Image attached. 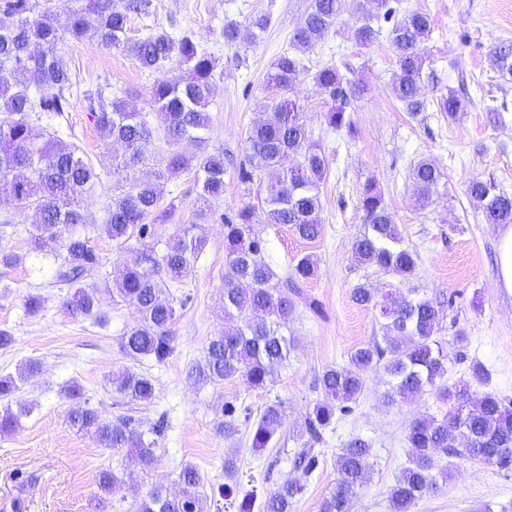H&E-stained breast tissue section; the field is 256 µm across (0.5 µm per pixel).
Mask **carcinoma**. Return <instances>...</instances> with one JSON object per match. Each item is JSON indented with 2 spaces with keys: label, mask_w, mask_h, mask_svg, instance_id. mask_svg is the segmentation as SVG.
I'll return each instance as SVG.
<instances>
[{
  "label": "carcinoma",
  "mask_w": 512,
  "mask_h": 512,
  "mask_svg": "<svg viewBox=\"0 0 512 512\" xmlns=\"http://www.w3.org/2000/svg\"><path fill=\"white\" fill-rule=\"evenodd\" d=\"M150 7L151 0H86L84 5L37 12L30 0H7L5 9L13 21L0 26V204L21 214L38 215L27 232L35 250L52 245L58 249L56 282L74 284L91 276L100 258L91 244L85 206L102 174L79 155L76 144L36 124L33 115L60 116L69 107L74 83L58 55L67 40H91L134 59L151 73L149 95L157 123H151L148 113L131 106L125 97L101 91L98 107L89 113L104 142H118L124 148L122 158L112 159V175L120 177L119 194L98 230L116 242L134 238L138 247L124 259L119 277L104 281L101 288L77 289L65 307L74 319H97L103 292L132 305L139 322L124 332L120 348L134 360L147 358L161 364L172 354L175 340L169 283L192 273L207 245L203 225L184 224L164 249H156L155 225L170 221L178 208L173 200L161 206L163 179L193 172L199 200L209 206L224 198L227 176L241 184L257 178L266 184L260 203L267 223L287 225L303 240L320 237V188L328 161L312 138L303 106L288 93L297 82L310 78L326 98V125L354 136L351 105L364 93L363 82L346 77L330 64L312 71L302 54L312 50L348 11L355 17V41L370 47L380 34L374 21L392 17L396 8L390 0H311L303 24L292 37L291 50L280 54L267 74V86L278 95L266 105L265 118L248 133V162L236 164L224 162V152L209 150L206 137L217 58L188 32L128 36L131 17L148 15ZM270 21L268 12L252 16L245 35L238 23L227 21L220 37L228 47L243 35L255 41ZM430 31L429 16L411 11L397 18L388 32L399 66L393 91L412 116L426 109L420 82L425 62L422 44ZM492 62L501 76L512 77V46L497 48ZM159 134L167 146L160 159L164 171L155 181L136 177L134 170L144 161L142 146ZM442 178L428 159L412 166L409 179L419 206L432 201ZM468 195L487 223L512 224V196L497 190L494 183L473 180ZM254 210L255 205L247 203L230 215H219L224 224L223 312L228 327L210 338L204 357L191 367L188 378L195 385L240 379L250 388L264 389L294 349L295 338L286 335L288 322L303 284L316 274V261L305 255L284 275H277L266 261L265 240L253 231ZM359 210L362 231L353 242L357 265L378 268L403 284L410 282L418 254L403 245L384 196L372 181L360 191ZM350 299L379 311L385 320L383 336L351 353L348 365L329 367L316 376L321 400L305 418L309 441L294 455V464L307 474L318 467L311 443L323 440L336 413L351 410L348 403L360 396L367 375L382 372L388 377V401L397 403L433 390L447 405L439 416L423 414L410 423L408 464L391 489L392 512H413L423 496L448 480L449 469L435 458L438 452L491 468H512V405L491 392L476 394L468 380L451 386L442 383L448 373V351L439 341L444 305L418 295L416 288L407 289L405 295L381 296L363 284L352 288ZM38 372V365L30 361L17 376H0V400L11 399ZM112 387L132 402H149L155 394L153 379L130 369L113 375ZM68 397L76 401L69 415L73 428L93 434L104 448L126 450L128 459L143 469L155 463L162 425L144 430L129 418L113 422L90 405L79 385L70 386ZM238 411L232 403L224 405L225 419L217 428L226 439L238 433ZM239 412L244 423L251 425L252 447L257 450L268 447L285 419V408L278 400L255 417L247 407ZM26 414L23 407L16 412L5 407L0 412V434L13 431ZM371 457L372 442L366 438L353 436L343 444L336 457L340 479L324 499L321 512H350L371 468ZM178 485L175 494L154 488L140 500L136 512H203L199 471L191 465L182 467ZM303 492L304 486L297 482L284 483L267 493L263 512H293Z\"/></svg>",
  "instance_id": "1"
}]
</instances>
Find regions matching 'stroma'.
<instances>
[{
	"instance_id": "1",
	"label": "stroma",
	"mask_w": 512,
	"mask_h": 512,
	"mask_svg": "<svg viewBox=\"0 0 512 512\" xmlns=\"http://www.w3.org/2000/svg\"><path fill=\"white\" fill-rule=\"evenodd\" d=\"M310 3L153 0L149 16L131 19L129 34L139 38L152 32L189 31L210 48L221 77L209 108V146L242 160L248 154L247 133L262 118L270 95L266 76L288 48ZM399 7L431 19V33L422 45L425 112L411 117L396 99L392 84L397 59L387 36H379L372 47L358 46L351 32L354 19L348 13L307 54L306 64L313 68L328 61L341 72L352 69L362 77L366 90L352 111L356 135L326 126L325 99L311 79L302 80L292 92L303 104L313 138L328 159L321 186L323 232L306 241L285 225L267 223L264 212L254 218V230L266 240L276 273H285L307 254L318 265L288 324L295 348L267 388L252 389L239 379L196 386L188 378L210 338L224 327L223 224H207L203 255L192 274L170 289L176 308L174 351L158 364L132 360L119 347L123 333L137 323L133 306L105 294L104 323L67 313L63 301L72 288L53 279V253L33 250L26 232L33 214L0 205V246L16 256L12 267H0V330L14 338L11 347L0 349V375L15 373L29 361L40 366L37 377L13 397L14 403L29 406V414L11 434L0 435V499L29 495L33 512H135L153 488L177 491L179 471L191 465L204 479L206 512H216L225 482L224 458L231 452L238 468L234 495L253 493L259 505L267 492L297 480L304 492L294 512H320L339 478L336 457L343 443L360 435L373 443L372 469L351 512H391L390 489L408 462L405 434L410 421L445 410L432 392L389 404L383 398L386 376L370 373L350 413L340 415L316 445L320 463L315 472L306 474L292 463L304 418L320 399L315 377L327 367L347 364L353 351L382 334L376 312L351 301L357 284L400 293L411 286L429 298L448 300L441 333L449 352L445 383L469 378L471 364L478 361L490 378L474 384V391L512 401V293L499 283L498 227L486 223L467 194L470 181L478 179L494 182L512 195V80L502 78L492 65L493 51L512 45V0H399ZM261 12L270 13L271 23L260 40L225 46L219 37L225 22L244 24ZM62 59L82 92L62 117L43 115L39 122L59 129L79 146L84 159L104 171L103 183L87 206L89 223L99 225L114 196L107 175L114 148L104 143L90 121L84 93L108 83L145 110L153 78L130 57L88 40L68 43ZM451 93L464 101L463 109L452 115L439 109L442 98ZM421 159L434 161L444 175L438 194L423 208L417 205L409 180L412 165ZM370 180L381 189L405 245L419 255L410 284H401L378 268L355 265L352 244L362 229L358 195ZM198 192L189 172L166 182L165 196L176 199L178 211L173 221L158 225L161 238L194 221ZM31 295L42 299V309L34 317L24 307ZM459 331L467 336L461 346L454 342ZM126 368L153 378L155 396L150 402L134 404L113 390V374ZM74 383L109 419L131 417L146 428L163 422L152 468L131 469L124 450L101 447L91 434L71 427L73 402L66 390ZM273 399L281 400L287 413L276 447L254 449L244 426L228 440L217 434L225 403L243 404L256 413ZM104 470L124 473L125 478L102 502L98 477ZM451 472L446 483L418 501L414 512H480L487 504L512 512V468L456 459Z\"/></svg>"
}]
</instances>
